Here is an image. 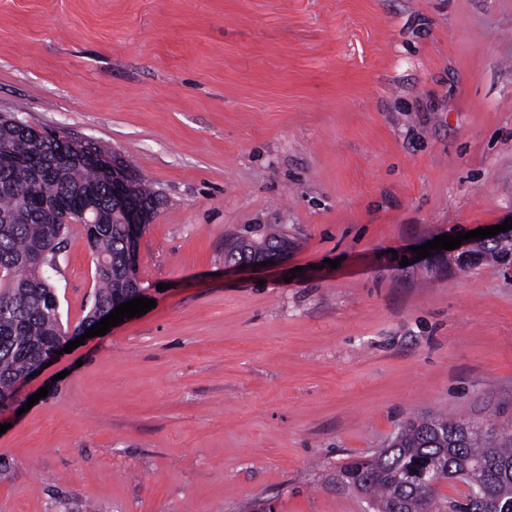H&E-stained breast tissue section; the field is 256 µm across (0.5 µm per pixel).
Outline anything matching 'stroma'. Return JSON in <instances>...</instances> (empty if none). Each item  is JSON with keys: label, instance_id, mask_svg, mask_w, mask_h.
Wrapping results in <instances>:
<instances>
[{"label": "stroma", "instance_id": "obj_1", "mask_svg": "<svg viewBox=\"0 0 512 512\" xmlns=\"http://www.w3.org/2000/svg\"><path fill=\"white\" fill-rule=\"evenodd\" d=\"M1 113L163 203L155 308L0 411V512H364L337 471L406 419L512 423V275L407 258L512 218V0H0ZM270 225L286 258L225 267ZM58 261L73 328L81 225Z\"/></svg>", "mask_w": 512, "mask_h": 512}]
</instances>
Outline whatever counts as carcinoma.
Listing matches in <instances>:
<instances>
[{
  "label": "carcinoma",
  "mask_w": 512,
  "mask_h": 512,
  "mask_svg": "<svg viewBox=\"0 0 512 512\" xmlns=\"http://www.w3.org/2000/svg\"><path fill=\"white\" fill-rule=\"evenodd\" d=\"M14 120L0 119V153L11 154L0 167V408L65 338L54 280L42 260L61 251L69 225H83L95 256L97 289L82 322L94 323L100 310L141 287L129 261L133 244L124 215L112 201V179L81 161L83 146L44 142ZM131 184L142 210L152 215L157 195L135 179ZM286 247L282 231L270 227L254 240L227 242L224 258L252 262ZM473 253L478 262L503 263L512 257V240L479 241ZM464 472L478 474L487 504L512 503V425L417 416L378 453L342 466L336 479L368 498L372 512H470L468 490L455 497L437 488L428 497L421 493L425 480Z\"/></svg>",
  "instance_id": "1"
}]
</instances>
